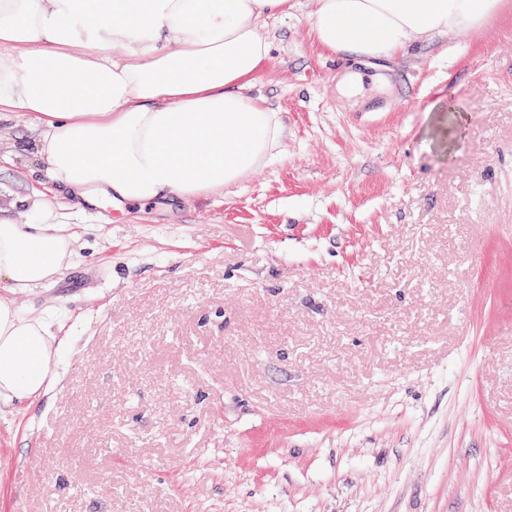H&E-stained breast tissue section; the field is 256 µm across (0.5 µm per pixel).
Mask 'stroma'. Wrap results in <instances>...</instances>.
I'll use <instances>...</instances> for the list:
<instances>
[{
    "instance_id": "stroma-1",
    "label": "stroma",
    "mask_w": 512,
    "mask_h": 512,
    "mask_svg": "<svg viewBox=\"0 0 512 512\" xmlns=\"http://www.w3.org/2000/svg\"><path fill=\"white\" fill-rule=\"evenodd\" d=\"M291 3L251 89L286 137L224 192L86 206L0 112V219L78 240L0 279L66 316L0 512H512V0L350 98Z\"/></svg>"
}]
</instances>
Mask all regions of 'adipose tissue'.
Segmentation results:
<instances>
[{
    "mask_svg": "<svg viewBox=\"0 0 512 512\" xmlns=\"http://www.w3.org/2000/svg\"><path fill=\"white\" fill-rule=\"evenodd\" d=\"M290 0H0V107L32 113L33 155L75 196L122 204L205 197L268 161L286 129L251 95L270 58L263 29ZM500 0H318L327 52L378 67L412 39L483 26ZM73 236L0 221V278L51 282ZM61 316L0 297V407L42 395Z\"/></svg>",
    "mask_w": 512,
    "mask_h": 512,
    "instance_id": "adipose-tissue-1",
    "label": "adipose tissue"
}]
</instances>
